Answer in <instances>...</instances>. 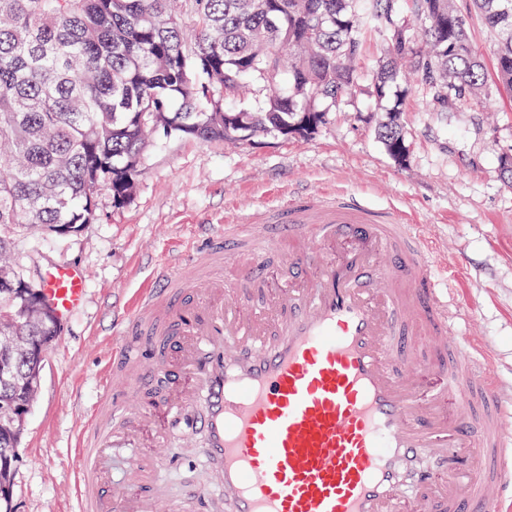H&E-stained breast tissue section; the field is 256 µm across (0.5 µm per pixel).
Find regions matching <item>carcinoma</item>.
<instances>
[{"label": "carcinoma", "instance_id": "cac0c4a2", "mask_svg": "<svg viewBox=\"0 0 512 512\" xmlns=\"http://www.w3.org/2000/svg\"><path fill=\"white\" fill-rule=\"evenodd\" d=\"M512 89V0H474ZM386 40L376 99L416 85L441 105L487 93L468 20L453 0H0V512L40 374L60 333L40 284L9 254L30 229L75 233L100 191L124 206L147 150L168 137L244 145L308 139L359 86L368 34ZM396 108L378 127L405 151Z\"/></svg>", "mask_w": 512, "mask_h": 512}]
</instances>
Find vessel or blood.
I'll return each instance as SVG.
<instances>
[{"mask_svg": "<svg viewBox=\"0 0 512 512\" xmlns=\"http://www.w3.org/2000/svg\"><path fill=\"white\" fill-rule=\"evenodd\" d=\"M137 289L73 450L79 512H512V417L456 274L411 216L347 192L281 196ZM60 323L83 268L43 269ZM152 376L167 394L130 398ZM204 483L168 498L169 425Z\"/></svg>", "mask_w": 512, "mask_h": 512, "instance_id": "vessel-or-blood-1", "label": "vessel or blood"}]
</instances>
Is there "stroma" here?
<instances>
[{
    "mask_svg": "<svg viewBox=\"0 0 512 512\" xmlns=\"http://www.w3.org/2000/svg\"><path fill=\"white\" fill-rule=\"evenodd\" d=\"M382 48L381 37L367 36L360 89L311 139L265 136L239 148L161 141L125 206L113 207L104 192L97 222L77 234L32 232L16 242L30 276L70 262L88 279L85 306L44 351L13 468V512H76L71 439L101 396L99 376L131 296L176 245L206 240L217 224L276 195L342 189L412 214L449 261H461L467 333L493 348L504 384H512V186L499 165L512 151V94L494 88L462 111L434 112L425 91L409 93L399 115L406 156L395 161L377 133L394 99L370 94ZM161 469L175 491L201 482L204 465L184 443L162 453Z\"/></svg>",
    "mask_w": 512,
    "mask_h": 512,
    "instance_id": "stroma-1",
    "label": "stroma"
}]
</instances>
